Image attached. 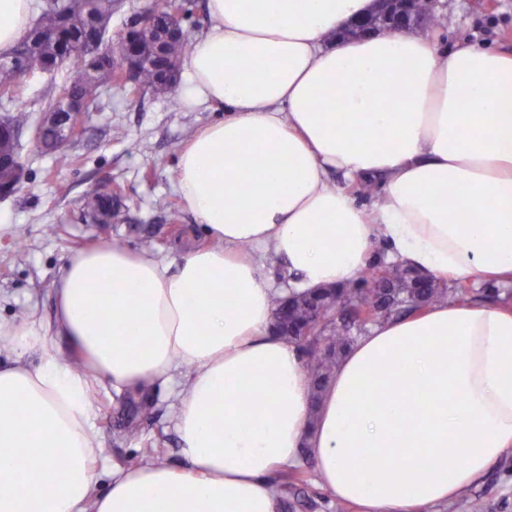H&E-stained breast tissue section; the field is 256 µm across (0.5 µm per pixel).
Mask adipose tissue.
Segmentation results:
<instances>
[{
  "label": "adipose tissue",
  "instance_id": "obj_1",
  "mask_svg": "<svg viewBox=\"0 0 512 512\" xmlns=\"http://www.w3.org/2000/svg\"><path fill=\"white\" fill-rule=\"evenodd\" d=\"M206 9L184 95L224 115L183 149L177 180L216 245L174 266L81 251L53 284V333L0 322V512H276V478L306 455L359 512L447 504L512 454V308L451 300L377 323L317 396L270 326L279 297L353 285L380 249L442 281L512 283V54L347 35L376 0ZM34 13L0 0V55ZM362 177L379 185L368 209L350 190ZM269 256L281 284L261 271ZM183 366L186 467L116 466L100 484L94 385L141 392Z\"/></svg>",
  "mask_w": 512,
  "mask_h": 512
}]
</instances>
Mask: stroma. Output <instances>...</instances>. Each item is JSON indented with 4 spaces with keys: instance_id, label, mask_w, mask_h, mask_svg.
<instances>
[{
    "instance_id": "35a3bbf8",
    "label": "stroma",
    "mask_w": 512,
    "mask_h": 512,
    "mask_svg": "<svg viewBox=\"0 0 512 512\" xmlns=\"http://www.w3.org/2000/svg\"><path fill=\"white\" fill-rule=\"evenodd\" d=\"M443 40L455 43L466 38L487 41L512 53V0H446ZM223 110L181 103L169 97L145 93L130 97L121 88H103L100 107L90 113L83 132L55 152L38 148L31 133L22 137L24 182L19 192L0 199V321L37 319L49 322L53 313L51 286L69 256L97 245L114 244L140 252L144 238L155 242L156 258L172 262L192 249L207 246L198 222L183 211L176 178L180 152L187 131H195L223 117ZM125 138L114 136L115 129ZM136 151H129V142ZM119 189L112 204V219L96 223L85 204L91 194ZM182 211L178 226H170L172 208ZM60 225L58 235L47 225ZM19 236H12V229ZM150 415L137 412L139 401L95 391L97 418L94 429L103 445L106 462L131 466L146 456L147 449L164 451L167 464H183L175 430L172 389L146 394ZM139 431L126 435L129 420ZM302 483L282 497L279 512H336V500L320 487L312 461L299 466ZM482 497L489 512H512V457L495 464L456 500L437 512H469L473 497Z\"/></svg>"
}]
</instances>
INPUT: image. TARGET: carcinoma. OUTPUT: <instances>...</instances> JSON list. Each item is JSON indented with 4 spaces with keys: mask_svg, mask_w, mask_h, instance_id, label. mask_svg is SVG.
<instances>
[{
    "mask_svg": "<svg viewBox=\"0 0 512 512\" xmlns=\"http://www.w3.org/2000/svg\"><path fill=\"white\" fill-rule=\"evenodd\" d=\"M187 0H152L147 12L111 35L112 16L120 0H46L34 26L8 56L0 55V97L23 102L29 87L28 74L55 75L66 64L77 75L51 99L48 111L53 123L42 122L35 135L40 146L57 150L73 140L64 134L74 115L86 116L96 109L98 89L116 83L137 96L144 92L170 95L181 64L191 50V36L182 28V16L192 17ZM95 40L115 41L116 50L105 57L84 51ZM136 60L130 82L114 78L115 69ZM30 113L18 108L8 115V128L0 132V154L19 155L20 138L12 133L27 130ZM407 268L398 264H372L350 288H328L288 301V311L278 319L283 304L275 309L273 332L295 343L305 356V370L314 388L332 377L340 356L357 339L354 330L370 322L405 316L448 300L468 302L469 289L460 283H438L423 292L405 287Z\"/></svg>",
    "mask_w": 512,
    "mask_h": 512,
    "instance_id": "cac0c4a2",
    "label": "carcinoma"
}]
</instances>
